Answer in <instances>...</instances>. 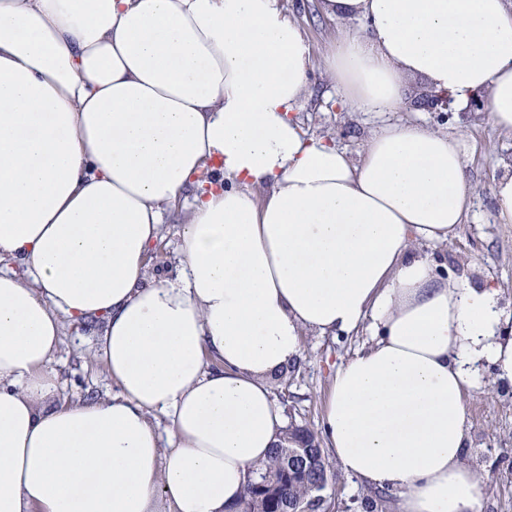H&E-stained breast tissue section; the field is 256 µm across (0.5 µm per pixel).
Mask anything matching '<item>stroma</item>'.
<instances>
[{
	"label": "stroma",
	"instance_id": "1",
	"mask_svg": "<svg viewBox=\"0 0 512 512\" xmlns=\"http://www.w3.org/2000/svg\"><path fill=\"white\" fill-rule=\"evenodd\" d=\"M280 4L303 31L316 63L312 74L314 95L296 114L303 131L311 137L331 138L349 152H358L365 135L379 120L374 114L341 107L340 97L333 92L322 68L334 39L356 29V22L325 17L318 9V0H280ZM445 127L467 137L472 194L457 235L447 245L425 243L421 249L443 266L458 270L474 285L497 286L502 306L512 314V224L497 223L492 194L501 174L500 159L512 156V137L495 130L482 108L454 111ZM180 231L177 217H170L160 239L149 249L147 262L157 276L174 274ZM370 342L366 329L349 336L306 337L298 363L271 381L274 396L284 410L286 427L319 430L329 386L341 358ZM94 345L91 326L65 321L55 362L61 380L60 400L73 403L115 393V385L93 357ZM466 410L470 435L466 460L479 480L478 512H512V386L497 383L494 372L486 371L483 388L467 394ZM324 494L331 512H398L397 492H387L383 502H374L371 487L338 467L331 473Z\"/></svg>",
	"mask_w": 512,
	"mask_h": 512
}]
</instances>
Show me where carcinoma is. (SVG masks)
Returning a JSON list of instances; mask_svg holds the SVG:
<instances>
[{
	"instance_id": "obj_1",
	"label": "carcinoma",
	"mask_w": 512,
	"mask_h": 512,
	"mask_svg": "<svg viewBox=\"0 0 512 512\" xmlns=\"http://www.w3.org/2000/svg\"><path fill=\"white\" fill-rule=\"evenodd\" d=\"M326 459L323 448L312 449L304 460L309 478L304 480L288 473V449L275 448L266 463L253 471L247 483L250 494L246 495L242 508L249 512H278L283 502L292 501L314 512H328L327 501L319 495L323 481L321 463Z\"/></svg>"
}]
</instances>
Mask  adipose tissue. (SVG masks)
<instances>
[{"instance_id": "ef3b65f1", "label": "adipose tissue", "mask_w": 512, "mask_h": 512, "mask_svg": "<svg viewBox=\"0 0 512 512\" xmlns=\"http://www.w3.org/2000/svg\"><path fill=\"white\" fill-rule=\"evenodd\" d=\"M320 7L359 24L324 64L343 101L385 114L419 79L512 135V0ZM314 68L278 0H0V512H147L158 491L231 512L282 442L271 378L305 336L366 326L329 451L400 512H475L465 396L488 366L512 384V336L497 288L419 249L464 222L466 141L305 137ZM189 187L161 279L146 254ZM66 318L98 325L112 396L58 404Z\"/></svg>"}]
</instances>
